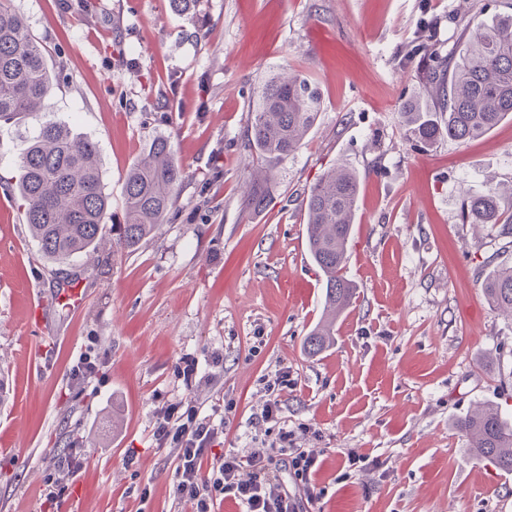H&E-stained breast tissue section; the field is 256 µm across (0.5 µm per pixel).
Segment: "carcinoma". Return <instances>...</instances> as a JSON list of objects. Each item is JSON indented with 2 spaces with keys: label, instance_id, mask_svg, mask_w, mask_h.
Wrapping results in <instances>:
<instances>
[{
  "label": "carcinoma",
  "instance_id": "cac0c4a2",
  "mask_svg": "<svg viewBox=\"0 0 512 512\" xmlns=\"http://www.w3.org/2000/svg\"><path fill=\"white\" fill-rule=\"evenodd\" d=\"M462 34L464 43L455 54H443L433 44L421 47V97L402 111L406 136L421 144L432 145L444 136L470 140L512 117V14L489 22L469 21ZM57 84L43 44L12 9L11 0H0V121L29 116L36 121L24 137L12 189L22 201L25 222L41 255L64 263L96 250L112 202L97 144L51 117L49 101ZM320 110L315 87L299 72L272 77L259 90L249 147L266 175L250 187L253 209L267 206L272 172L300 148ZM183 178L170 137H155L126 172L124 223L113 227L118 247H135L165 222ZM359 193L356 172L334 167L301 202L307 248L325 288V316L304 338L312 354L330 345L336 317L353 302L355 292L345 269ZM463 215L471 224L503 223L498 192L470 198ZM481 288L489 304L512 316V266L494 269ZM455 427L478 457L512 473V423L496 409L481 407L459 418Z\"/></svg>",
  "mask_w": 512,
  "mask_h": 512
}]
</instances>
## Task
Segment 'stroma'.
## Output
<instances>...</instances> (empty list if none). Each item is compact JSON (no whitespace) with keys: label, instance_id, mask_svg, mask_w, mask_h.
<instances>
[{"label":"stroma","instance_id":"35a3bbf8","mask_svg":"<svg viewBox=\"0 0 512 512\" xmlns=\"http://www.w3.org/2000/svg\"><path fill=\"white\" fill-rule=\"evenodd\" d=\"M12 0L59 75L55 119L96 142L112 221L152 139L169 136L185 177L166 223L133 249L102 245L65 263L40 255L21 209L0 215V512H188L177 451L158 447V407L224 411L210 457L247 450L284 485L280 425L314 450L316 512H512V474L479 458L455 422L482 405L512 422V320L481 291L512 265V229L462 219L466 197L498 190L512 214V120L466 142L409 140L400 113L419 90V46L456 49L460 20L512 14V0ZM303 72L322 110L247 205L256 166L251 112L265 79ZM33 119L0 124V190ZM361 187L348 244L353 304L334 343L303 341L325 290L300 207L324 172ZM85 292L81 306L62 289ZM44 316L29 322V302ZM94 349L99 376L71 368ZM194 357L184 382L176 366ZM291 384L269 386L280 374ZM278 399L279 422L265 420ZM81 450L78 475L55 468ZM365 459L349 471L346 453ZM70 495L49 504L48 481Z\"/></svg>","mask_w":512,"mask_h":512}]
</instances>
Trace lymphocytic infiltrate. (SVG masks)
Segmentation results:
<instances>
[{
    "label": "lymphocytic infiltrate",
    "mask_w": 512,
    "mask_h": 512,
    "mask_svg": "<svg viewBox=\"0 0 512 512\" xmlns=\"http://www.w3.org/2000/svg\"><path fill=\"white\" fill-rule=\"evenodd\" d=\"M223 431L224 414L218 408L204 415L192 403L181 401L158 412L154 436L159 446L178 451L174 486L191 512H214L221 497L239 501L244 512H304L305 505L319 502L323 491L313 481L318 469L313 451L290 448L288 470L300 487L294 494L281 488L276 475L254 455L233 452L219 463L209 462L210 446Z\"/></svg>",
    "instance_id": "obj_1"
}]
</instances>
